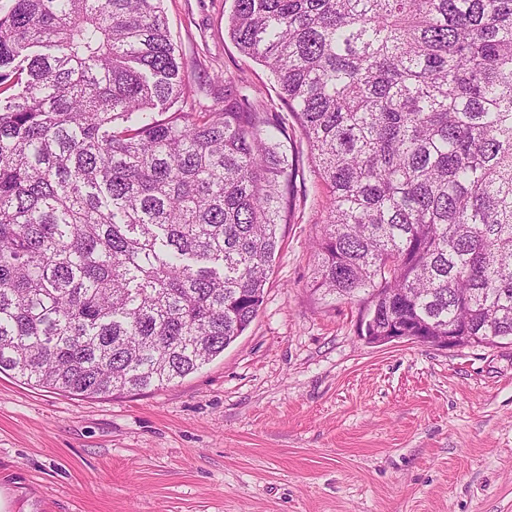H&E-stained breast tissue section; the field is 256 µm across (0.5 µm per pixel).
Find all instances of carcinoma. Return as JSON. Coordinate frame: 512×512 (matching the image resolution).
<instances>
[{
    "mask_svg": "<svg viewBox=\"0 0 512 512\" xmlns=\"http://www.w3.org/2000/svg\"><path fill=\"white\" fill-rule=\"evenodd\" d=\"M0 12V373L76 396L196 372L257 315L297 168L161 0ZM329 193L315 290L365 336L512 341V0H234Z\"/></svg>",
    "mask_w": 512,
    "mask_h": 512,
    "instance_id": "cac0c4a2",
    "label": "carcinoma"
}]
</instances>
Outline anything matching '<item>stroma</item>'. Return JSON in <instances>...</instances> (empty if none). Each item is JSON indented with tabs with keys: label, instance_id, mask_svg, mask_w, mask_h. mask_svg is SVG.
<instances>
[{
	"label": "stroma",
	"instance_id": "obj_1",
	"mask_svg": "<svg viewBox=\"0 0 512 512\" xmlns=\"http://www.w3.org/2000/svg\"><path fill=\"white\" fill-rule=\"evenodd\" d=\"M233 0H162L194 84L228 73L284 113L294 209L247 331L198 371L85 398L0 375V512H512V344L358 336L312 288L326 190Z\"/></svg>",
	"mask_w": 512,
	"mask_h": 512
}]
</instances>
